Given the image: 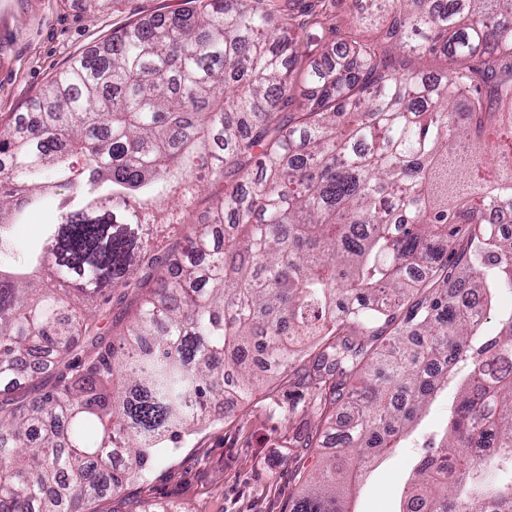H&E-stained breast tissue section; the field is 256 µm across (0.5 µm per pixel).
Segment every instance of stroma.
<instances>
[{
    "instance_id": "1",
    "label": "stroma",
    "mask_w": 512,
    "mask_h": 512,
    "mask_svg": "<svg viewBox=\"0 0 512 512\" xmlns=\"http://www.w3.org/2000/svg\"><path fill=\"white\" fill-rule=\"evenodd\" d=\"M183 7L184 0H113L94 11L84 0H0V126L24 118L46 82L113 31ZM447 409L440 398L402 448L378 461L354 489L352 512H399L421 447ZM211 414L179 448L152 460L144 478L124 483L115 497L84 503L83 512H138L145 502H172L185 512H290L303 477L322 458L320 449L295 445L318 425L296 376L277 375Z\"/></svg>"
}]
</instances>
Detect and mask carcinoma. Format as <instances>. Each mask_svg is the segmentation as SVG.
I'll return each mask as SVG.
<instances>
[{
  "label": "carcinoma",
  "instance_id": "obj_1",
  "mask_svg": "<svg viewBox=\"0 0 512 512\" xmlns=\"http://www.w3.org/2000/svg\"><path fill=\"white\" fill-rule=\"evenodd\" d=\"M333 2L139 19L0 131L1 255L21 213L64 191L37 251L0 263V512L117 494L313 338L306 385L326 417L301 446L332 451L292 512H349L352 483L450 386L400 512H512V310L493 335L474 313L512 293V234L487 223L512 213V160L486 139L512 109V0H367L403 15L392 44L326 42ZM217 182L209 219L161 252ZM118 288L142 302L116 339L91 307ZM35 352L56 384L29 402Z\"/></svg>",
  "mask_w": 512,
  "mask_h": 512
}]
</instances>
